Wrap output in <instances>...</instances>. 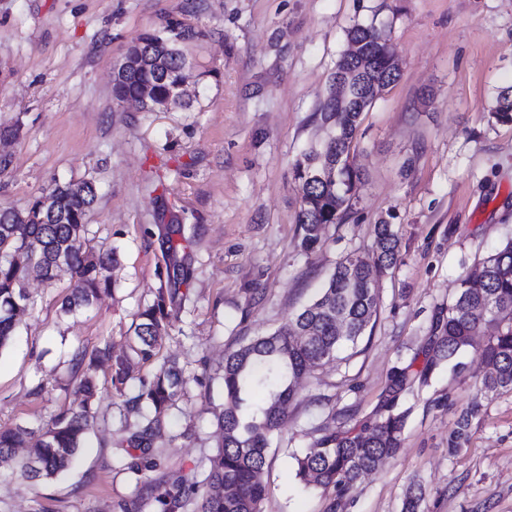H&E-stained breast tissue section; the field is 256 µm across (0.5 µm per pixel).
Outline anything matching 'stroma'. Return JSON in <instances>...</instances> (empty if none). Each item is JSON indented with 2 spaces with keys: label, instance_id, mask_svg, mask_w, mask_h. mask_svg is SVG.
<instances>
[{
  "label": "stroma",
  "instance_id": "1",
  "mask_svg": "<svg viewBox=\"0 0 512 512\" xmlns=\"http://www.w3.org/2000/svg\"><path fill=\"white\" fill-rule=\"evenodd\" d=\"M375 24L400 59L397 81L364 112L363 176L349 218L301 246L292 168L321 143L320 109L354 24ZM173 24L189 65V109L140 112L112 96L114 66L144 32ZM512 87V0H0V204L55 184L93 182L86 243L116 250L112 288L70 315L72 281L29 280L32 305L0 351V428L33 427L77 400L71 349L112 343L131 359L123 391L102 395L77 466L19 484L29 454L0 460V512H121L144 483L202 475L220 441L229 344L288 324L346 253L380 222L398 225L400 256L380 279L371 332L300 381L268 450L263 512H512V391L478 392L473 352L401 393L403 447L348 496L307 488L296 454L385 403L394 367L420 353L437 306L475 261L512 238V124L491 116ZM171 322L155 357L134 359L140 313L158 292ZM184 392L154 440L157 465L134 474L127 402L165 363ZM472 412L466 436L460 414Z\"/></svg>",
  "mask_w": 512,
  "mask_h": 512
}]
</instances>
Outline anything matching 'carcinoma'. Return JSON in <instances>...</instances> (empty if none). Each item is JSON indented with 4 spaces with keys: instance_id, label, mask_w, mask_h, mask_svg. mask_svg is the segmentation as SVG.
<instances>
[{
    "instance_id": "cac0c4a2",
    "label": "carcinoma",
    "mask_w": 512,
    "mask_h": 512,
    "mask_svg": "<svg viewBox=\"0 0 512 512\" xmlns=\"http://www.w3.org/2000/svg\"><path fill=\"white\" fill-rule=\"evenodd\" d=\"M182 39L183 34L171 24L141 34L132 45L137 67L113 82V98L122 104L137 101L148 91L165 111L185 106L178 90L186 67L179 48ZM387 41L385 33L373 25L356 24L348 30L347 42L357 44L358 53H343L336 68L346 66L353 72L350 97H358L372 83L388 86L397 80L398 69L389 65L393 54ZM491 115L500 123H512V87L498 93ZM320 118L326 138L293 165L301 199L297 221L303 231L301 245L307 251L319 243L323 225L346 220L360 180L355 163L360 113L341 111L330 98ZM47 196L51 203L45 211L40 209L39 197L22 208L0 206V247H4L0 250V351L10 345L19 317L29 310L25 291L29 278L50 282L59 272L69 271L76 282L61 301L64 313L90 307L112 285L109 272L118 261L116 252L97 250L85 242V220L96 190L86 181L57 184ZM399 244L394 225H374L371 249L342 256L319 296L288 326L225 353L224 403L215 409L221 442L208 458L207 473L201 480L180 476L170 484H148L152 512H185L190 505L193 512H262L268 495L261 478L266 449L285 419L288 402L298 395L299 379L334 360L341 348L356 346L374 326L379 310L375 284L396 265ZM141 318L134 329L135 353L148 361L169 325L164 292L158 293ZM470 349L486 368L479 390L487 394L512 390V241L476 261L460 279L453 301L436 309L425 340L424 368L414 371L410 364L393 368L391 398L362 426H348L353 415L338 412L345 428L321 438L296 458L297 477L339 495L352 492L364 475L402 449L406 413L397 410V394L427 384L437 366ZM104 362H112L109 340H101L90 353L76 347L68 365L78 378L79 405L59 411L37 428L18 425L0 430V459L24 442L33 448L19 472L22 482L49 479L74 466L94 421L92 406L100 393L96 372ZM129 379L127 362H116L111 388L120 392ZM185 384L173 363L149 379H140L138 393L129 404L134 410L145 401L153 416L128 438L129 445L144 454L141 461L129 464L131 470L138 473L157 466L148 457L150 447Z\"/></svg>"
}]
</instances>
